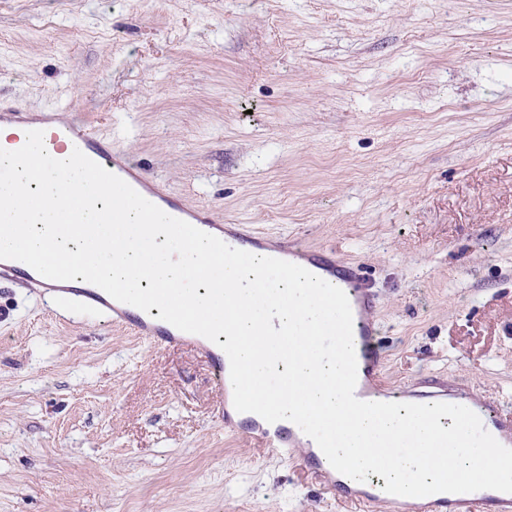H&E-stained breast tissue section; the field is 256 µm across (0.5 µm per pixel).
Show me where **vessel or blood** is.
<instances>
[{
    "label": "vessel or blood",
    "instance_id": "1",
    "mask_svg": "<svg viewBox=\"0 0 512 512\" xmlns=\"http://www.w3.org/2000/svg\"><path fill=\"white\" fill-rule=\"evenodd\" d=\"M0 123L20 124L29 131H43L44 145L50 156L68 155L73 150H81L88 158L123 179L144 198L163 208L172 217L184 220L204 231L217 224L210 209L189 206L180 198L171 196L160 183L147 177L139 165L116 153L110 138L94 131L89 125L75 123L62 117L36 115L16 105L1 104ZM224 241L237 249L269 247L273 249L275 258L303 261L307 270L323 280L332 282L345 292L353 315L357 398L378 402H395L403 399L420 404L443 402L463 405L480 417L484 428L503 446L512 448L511 409L479 400L466 392L442 389L436 381L429 383L427 389L422 391L406 389L395 394L382 388L383 360L377 347L378 328L373 318L376 299L360 266L342 262L332 250H308L271 244L268 238L259 235L248 224L231 226L224 236ZM0 279L22 280L40 294L49 295L52 299L60 301L65 312L71 315L97 313L107 318L111 324L125 326L156 346H193L209 363L214 387L221 398L226 399L233 394L227 355L202 336L183 332L137 307L118 302L91 283L51 280L37 272H28L16 267L10 259H0ZM250 436L261 447L286 459L290 458L297 439L293 428L283 426L270 429L256 425L251 429ZM304 460L312 474L325 481L328 488L344 500L369 506L389 499L388 493L383 489V481L376 478L370 480L364 488H357L345 475L333 469L323 452H307ZM423 502L427 512H512V493L500 491L437 493L424 497Z\"/></svg>",
    "mask_w": 512,
    "mask_h": 512
}]
</instances>
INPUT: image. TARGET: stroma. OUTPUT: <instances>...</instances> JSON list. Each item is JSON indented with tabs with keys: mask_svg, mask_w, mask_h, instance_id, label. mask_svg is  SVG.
<instances>
[{
	"mask_svg": "<svg viewBox=\"0 0 512 512\" xmlns=\"http://www.w3.org/2000/svg\"><path fill=\"white\" fill-rule=\"evenodd\" d=\"M0 100L361 265L386 386L512 408V0H0ZM218 400L193 348L0 281V512H390ZM251 421L253 422V428L249 432V437L253 438L262 448H267L282 458L288 459L291 457V449L295 448L297 439V433L292 427L263 428L253 420ZM302 459L309 465L316 478L323 479L329 489L346 501L369 507L375 503L394 499L393 495L382 490L386 481H380L379 478L372 477L363 489H358L355 484L347 480L345 475L333 469L319 447L317 452L308 451Z\"/></svg>",
	"mask_w": 512,
	"mask_h": 512,
	"instance_id": "stroma-1",
	"label": "stroma"
}]
</instances>
